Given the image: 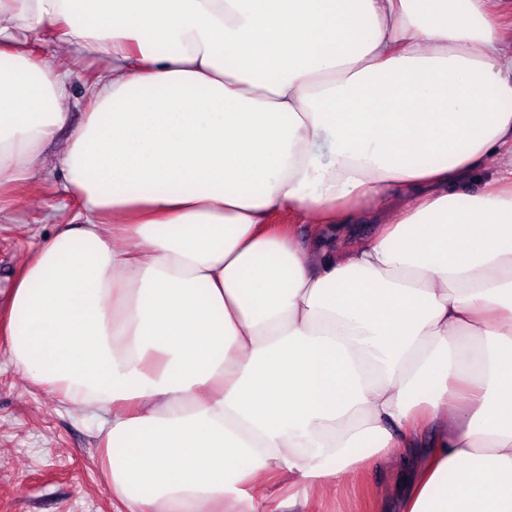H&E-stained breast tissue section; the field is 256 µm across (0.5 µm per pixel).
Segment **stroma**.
Listing matches in <instances>:
<instances>
[{
	"label": "stroma",
	"instance_id": "stroma-1",
	"mask_svg": "<svg viewBox=\"0 0 512 512\" xmlns=\"http://www.w3.org/2000/svg\"><path fill=\"white\" fill-rule=\"evenodd\" d=\"M70 121L66 139L89 109V78L106 63L69 62ZM59 167L46 166L17 189L0 217V289L8 287L35 246L79 224L80 208L64 191ZM95 422L31 388L0 357V512H112V499L95 464ZM405 467L397 463L337 478L335 493L314 498L312 512H400Z\"/></svg>",
	"mask_w": 512,
	"mask_h": 512
}]
</instances>
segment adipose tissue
I'll use <instances>...</instances> for the list:
<instances>
[{
  "label": "adipose tissue",
  "mask_w": 512,
  "mask_h": 512,
  "mask_svg": "<svg viewBox=\"0 0 512 512\" xmlns=\"http://www.w3.org/2000/svg\"><path fill=\"white\" fill-rule=\"evenodd\" d=\"M44 26L108 67L56 154L84 222L24 259L0 354L96 420L117 512L272 479L309 512L397 448L403 512H512L500 0H0V207L68 122Z\"/></svg>",
  "instance_id": "obj_1"
}]
</instances>
